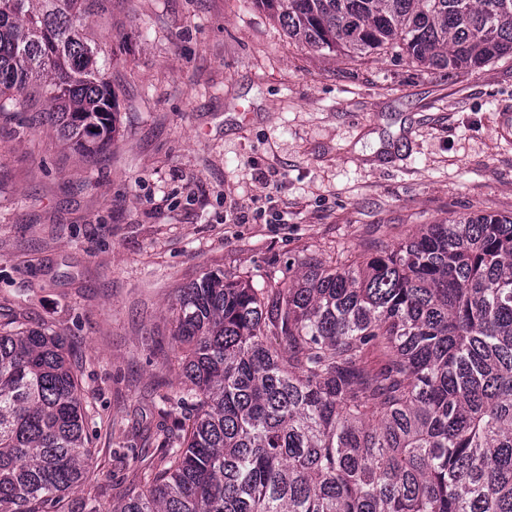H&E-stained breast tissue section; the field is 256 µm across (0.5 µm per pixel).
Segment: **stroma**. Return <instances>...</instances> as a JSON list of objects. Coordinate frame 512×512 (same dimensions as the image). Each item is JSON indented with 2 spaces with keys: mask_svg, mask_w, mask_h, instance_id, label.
Wrapping results in <instances>:
<instances>
[{
  "mask_svg": "<svg viewBox=\"0 0 512 512\" xmlns=\"http://www.w3.org/2000/svg\"><path fill=\"white\" fill-rule=\"evenodd\" d=\"M119 131L95 158L0 116V321L63 336L104 507L158 462L185 386L169 341L205 273L389 249L512 215V54L429 70L288 38L253 0H97Z\"/></svg>",
  "mask_w": 512,
  "mask_h": 512,
  "instance_id": "1",
  "label": "stroma"
}]
</instances>
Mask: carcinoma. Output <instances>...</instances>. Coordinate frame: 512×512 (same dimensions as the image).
Returning a JSON list of instances; mask_svg holds the SVG:
<instances>
[{
	"instance_id": "1",
	"label": "carcinoma",
	"mask_w": 512,
	"mask_h": 512,
	"mask_svg": "<svg viewBox=\"0 0 512 512\" xmlns=\"http://www.w3.org/2000/svg\"><path fill=\"white\" fill-rule=\"evenodd\" d=\"M318 51L432 69L512 53V0H253ZM89 0H0V112L92 157L118 132ZM193 414L110 512H512V216L261 281L210 272L171 308ZM62 336L0 323V512H102Z\"/></svg>"
}]
</instances>
